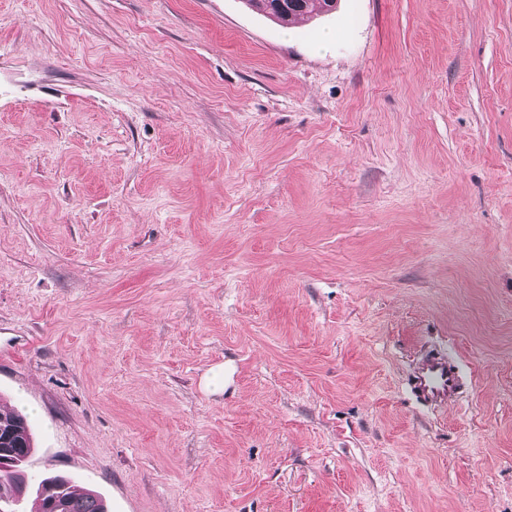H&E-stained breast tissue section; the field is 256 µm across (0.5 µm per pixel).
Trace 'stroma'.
Returning <instances> with one entry per match:
<instances>
[{"instance_id":"1","label":"stroma","mask_w":512,"mask_h":512,"mask_svg":"<svg viewBox=\"0 0 512 512\" xmlns=\"http://www.w3.org/2000/svg\"><path fill=\"white\" fill-rule=\"evenodd\" d=\"M0 411L108 512H512V0H0ZM253 9L266 13L280 22L306 13H326L335 9L336 0H245ZM282 1L284 9L278 11L274 3ZM416 397L433 405L455 402L462 391V378L456 363L438 352L426 354L409 378Z\"/></svg>"}]
</instances>
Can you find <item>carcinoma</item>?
<instances>
[{
  "mask_svg": "<svg viewBox=\"0 0 512 512\" xmlns=\"http://www.w3.org/2000/svg\"><path fill=\"white\" fill-rule=\"evenodd\" d=\"M275 2L277 0H246L250 7L280 22L306 13L330 12L336 7V0H282L284 9L278 11L274 8ZM32 452V438L25 418L16 413H0V460L11 461L10 469H0V494L9 490L14 502L28 492L25 465ZM31 512H106V509L97 494H76L71 490L68 477L52 474L38 483Z\"/></svg>",
  "mask_w": 512,
  "mask_h": 512,
  "instance_id": "cac0c4a2",
  "label": "carcinoma"
}]
</instances>
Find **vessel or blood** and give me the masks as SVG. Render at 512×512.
Wrapping results in <instances>:
<instances>
[{
    "label": "vessel or blood",
    "instance_id": "1",
    "mask_svg": "<svg viewBox=\"0 0 512 512\" xmlns=\"http://www.w3.org/2000/svg\"><path fill=\"white\" fill-rule=\"evenodd\" d=\"M416 397L433 405L455 402L462 391V378L456 363L447 356L431 352L418 363L409 379Z\"/></svg>",
    "mask_w": 512,
    "mask_h": 512
}]
</instances>
